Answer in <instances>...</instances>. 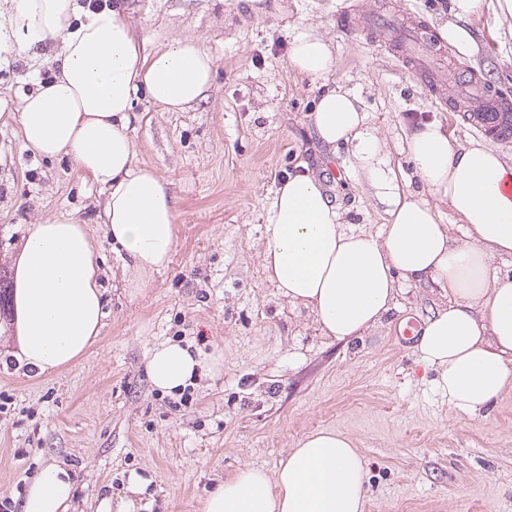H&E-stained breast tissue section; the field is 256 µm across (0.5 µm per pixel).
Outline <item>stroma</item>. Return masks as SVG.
I'll return each instance as SVG.
<instances>
[{"instance_id": "obj_1", "label": "stroma", "mask_w": 512, "mask_h": 512, "mask_svg": "<svg viewBox=\"0 0 512 512\" xmlns=\"http://www.w3.org/2000/svg\"><path fill=\"white\" fill-rule=\"evenodd\" d=\"M134 26L156 47L203 41L216 58L205 99L167 112L147 99L130 130L137 158L169 181L176 245L167 268L130 294L121 258L102 235L105 194L67 158L23 150L19 115L36 80L50 76L56 46L0 50V269L10 270L24 228L58 216L100 237L104 326L87 353L51 375L11 358L0 335V506L21 512L23 491L46 464L74 475L72 512H201L213 486L239 470H274L289 448L320 430L350 436L368 463L364 512H512V393L487 415L454 410L407 323L448 304L429 283L401 284L377 328L339 342L291 305L265 277L262 249L271 192L304 164L331 188L349 223L376 233L385 222L344 146L330 147L307 123L320 95L360 91L368 121L410 188L423 191L403 136L437 122L452 141L484 135L465 113L431 96L421 76L387 46L366 42L361 24L396 12L420 26L443 58L448 92L477 75L512 102V31L494 0L468 27L477 48L460 55L440 39L449 0H131ZM328 39L337 59L328 78L296 72L288 54L296 28ZM178 341L224 352L220 373L168 395L145 372L154 346ZM146 479L130 496V474Z\"/></svg>"}]
</instances>
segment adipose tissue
Listing matches in <instances>:
<instances>
[{
  "mask_svg": "<svg viewBox=\"0 0 512 512\" xmlns=\"http://www.w3.org/2000/svg\"><path fill=\"white\" fill-rule=\"evenodd\" d=\"M480 3L450 0L454 20L440 34L460 53L474 47L464 23ZM49 41L59 44L55 69L23 101L22 144L42 157L71 158L105 189L104 234L138 293L168 266L176 233L168 182L136 159L128 132L134 101L143 95L169 112L189 109L211 86L216 59L193 38L148 49L123 0L97 9L84 0H9L0 10V46L28 50ZM289 62L313 78L336 68L330 43L305 28L292 37ZM309 120L323 142L347 146L388 219L374 234L354 230L316 176L298 167L265 206L267 279L338 341L380 325L399 280L446 289L448 306L428 318L420 357L453 409L481 414L512 392V278L490 269L493 257L512 255V163L491 144H456L438 123L415 127L404 148L429 191L424 197L391 165L354 90L322 93ZM439 202L459 228L440 223ZM99 275L98 242L87 225L61 216L26 226L10 288L19 364L45 375L87 352L105 315ZM223 365V352L205 359L164 343L150 352L147 374L170 394ZM73 484L63 466H44L26 488L22 512H68ZM367 492L359 448L321 430L289 449L274 471L252 467L226 478L202 512H363Z\"/></svg>",
  "mask_w": 512,
  "mask_h": 512,
  "instance_id": "adipose-tissue-1",
  "label": "adipose tissue"
}]
</instances>
